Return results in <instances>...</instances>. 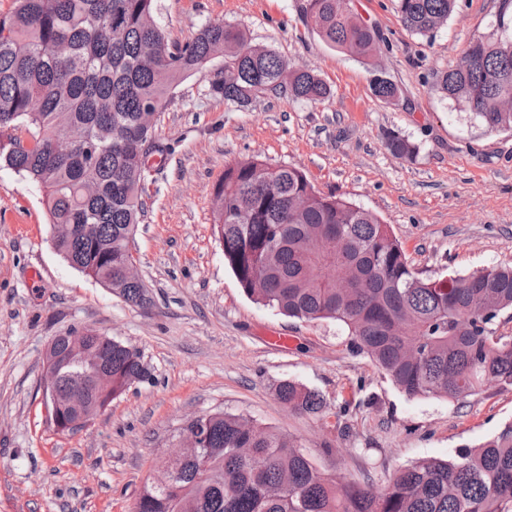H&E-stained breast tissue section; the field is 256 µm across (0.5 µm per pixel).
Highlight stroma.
<instances>
[{
    "mask_svg": "<svg viewBox=\"0 0 512 512\" xmlns=\"http://www.w3.org/2000/svg\"><path fill=\"white\" fill-rule=\"evenodd\" d=\"M302 2L158 0L169 41L210 22L238 26L319 75L331 95L315 105L269 92L239 107L210 94L199 74L173 90L156 122L166 161L145 187L131 242L147 305L72 268L53 247L39 185L0 164V512H134L194 415L253 419L295 439L321 472L378 485L512 422V388L407 397L350 349L342 324L257 304L225 266L213 191L226 165L248 157L296 166L317 191L375 213L422 276L512 265V131H487L426 81L492 32L501 0H457L428 37L405 30L394 0H349L388 42L378 65L400 90L394 104L374 97L368 65L302 22ZM390 131L417 144L413 159L386 149ZM80 329L136 349L146 376L85 427L61 432L43 401V353ZM285 380L319 392L323 414L280 404Z\"/></svg>",
    "mask_w": 512,
    "mask_h": 512,
    "instance_id": "35a3bbf8",
    "label": "stroma"
}]
</instances>
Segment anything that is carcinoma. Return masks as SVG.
I'll list each match as a JSON object with an SVG mask.
<instances>
[{"label": "carcinoma", "instance_id": "1", "mask_svg": "<svg viewBox=\"0 0 512 512\" xmlns=\"http://www.w3.org/2000/svg\"><path fill=\"white\" fill-rule=\"evenodd\" d=\"M157 0H14L0 14V163L40 185L52 239L71 267L126 302L149 301L126 278L130 242L143 221L142 192L162 167L167 147L151 137L185 78L202 74L212 94L245 107L285 90L313 104L331 91L316 74L290 67L275 50L222 22L204 25L172 45L156 19ZM456 0H395L403 27L429 36ZM512 0H502L495 32L474 37L452 68L432 74L433 87L490 131H512ZM330 47L374 65L384 44L372 23L340 0H304ZM224 66L213 71L215 60ZM373 95L391 104L399 89L379 74ZM71 128L84 141L68 154L51 149ZM389 152L410 159L416 146L385 136ZM224 262L256 303L306 321L334 320L350 348L368 356L410 398H459L488 383L512 388V335L498 320L512 311V266L424 278L381 220L334 194L317 192L296 166L247 158L224 168L213 199ZM53 365L64 393L89 378L66 336L56 338ZM108 383L88 399L105 408L146 376L137 351L89 331ZM278 400L300 414L325 408L321 395L293 381ZM194 459L172 468L167 486L144 487L135 512H512V423L478 447L448 460L423 459L385 485L321 473L288 435L243 416L215 412L197 424Z\"/></svg>", "mask_w": 512, "mask_h": 512}]
</instances>
